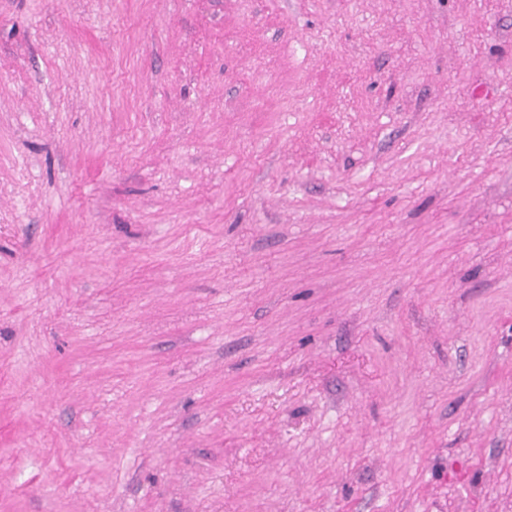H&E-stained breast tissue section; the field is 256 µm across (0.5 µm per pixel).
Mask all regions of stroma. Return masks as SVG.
<instances>
[{"instance_id": "1", "label": "stroma", "mask_w": 512, "mask_h": 512, "mask_svg": "<svg viewBox=\"0 0 512 512\" xmlns=\"http://www.w3.org/2000/svg\"><path fill=\"white\" fill-rule=\"evenodd\" d=\"M0 512H512V0H0Z\"/></svg>"}]
</instances>
